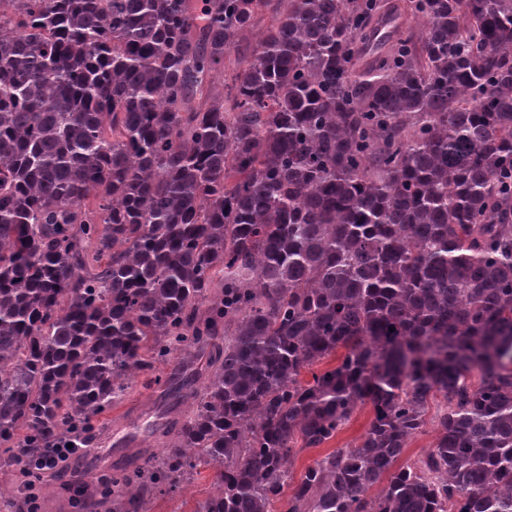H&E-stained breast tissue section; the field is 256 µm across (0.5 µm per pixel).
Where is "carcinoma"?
<instances>
[{"mask_svg": "<svg viewBox=\"0 0 512 512\" xmlns=\"http://www.w3.org/2000/svg\"><path fill=\"white\" fill-rule=\"evenodd\" d=\"M140 376L71 512H512V0H0V509ZM159 395L160 390L156 386L146 385L143 378H139L131 392L112 406V411L105 418L104 427L110 433V438L98 444V448H92L90 452L73 460L72 470L83 473L93 458L98 456L105 457L108 464L122 461L124 457L121 448H113L112 443L127 434L142 432L147 422L152 420L144 412L158 401ZM136 435V440L129 448H138L136 445L144 439L142 433ZM372 418V407L371 405H366L358 410L336 436L321 448L299 451L295 456L293 465L295 478L298 479L305 468L335 448H344L358 443L366 432ZM214 471L209 467H200L191 483L171 498L158 496L153 503V512H192L196 501L212 490Z\"/></svg>", "mask_w": 512, "mask_h": 512, "instance_id": "obj_1", "label": "carcinoma"}]
</instances>
